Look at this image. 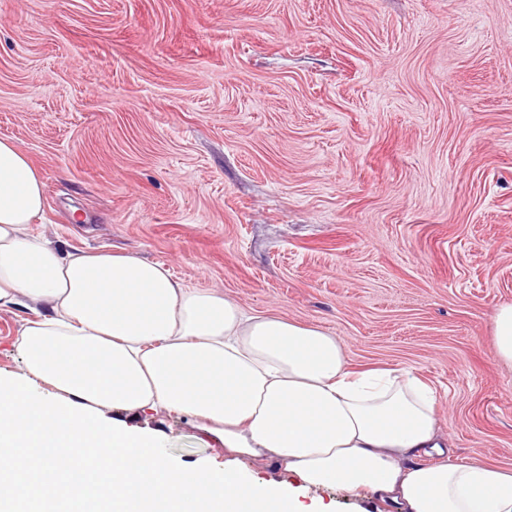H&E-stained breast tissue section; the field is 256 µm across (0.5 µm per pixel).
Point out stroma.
Segmentation results:
<instances>
[{
    "mask_svg": "<svg viewBox=\"0 0 512 512\" xmlns=\"http://www.w3.org/2000/svg\"><path fill=\"white\" fill-rule=\"evenodd\" d=\"M0 138L41 173L35 232L325 329L350 369L436 393L448 459L512 469V0H0ZM23 308L0 311V373ZM140 427L181 464L224 443ZM322 512H386L302 490ZM492 336L497 359L512 366V304L502 305L495 311Z\"/></svg>",
    "mask_w": 512,
    "mask_h": 512,
    "instance_id": "35a3bbf8",
    "label": "stroma"
}]
</instances>
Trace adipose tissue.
<instances>
[{"label": "adipose tissue", "instance_id": "ef3b65f1", "mask_svg": "<svg viewBox=\"0 0 512 512\" xmlns=\"http://www.w3.org/2000/svg\"><path fill=\"white\" fill-rule=\"evenodd\" d=\"M45 182L0 139V310L32 317L23 370L0 375V512H309L296 488L254 480L269 458L302 488L365 491L398 512H512V469L448 463L435 392L397 369L350 371L341 340L250 314L130 253L64 252L32 231ZM178 410L222 434L230 457L169 460L134 426ZM100 462L78 478L86 451ZM39 457L19 468L20 453ZM441 463H415L419 453Z\"/></svg>", "mask_w": 512, "mask_h": 512}]
</instances>
